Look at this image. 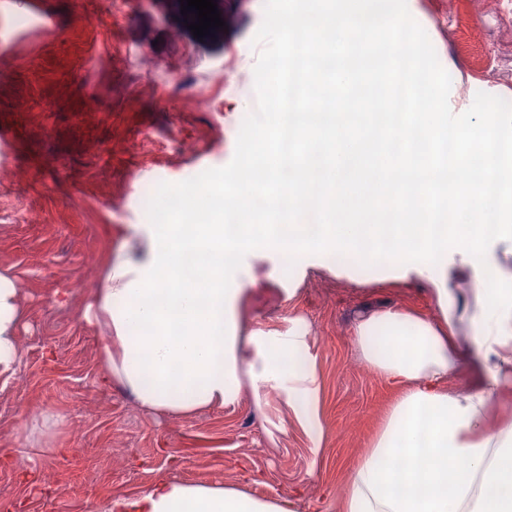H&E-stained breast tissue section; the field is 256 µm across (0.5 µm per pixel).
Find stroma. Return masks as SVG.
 <instances>
[{"label": "stroma", "instance_id": "1", "mask_svg": "<svg viewBox=\"0 0 512 512\" xmlns=\"http://www.w3.org/2000/svg\"><path fill=\"white\" fill-rule=\"evenodd\" d=\"M224 28L197 38L180 0H0V270L26 307L23 364L0 383V452L30 440V486L0 470V512H102L154 479L221 482L255 496L299 495L300 512H338L357 458L398 388L363 360L357 318L436 309L424 278L384 282L354 254H313L279 276L268 255L245 281L242 330L307 328L321 436L280 388L244 385L219 410L184 418L141 407L101 381L103 333L83 310L130 225L236 168L257 137L273 78L267 0H216ZM442 90L473 77L476 104L512 99V14L500 0H393ZM53 16L32 23L33 12ZM497 68L496 81L483 80ZM207 98L209 108L198 106ZM96 111H89V103ZM296 288L289 296L288 288ZM61 415L52 443L45 414Z\"/></svg>", "mask_w": 512, "mask_h": 512}]
</instances>
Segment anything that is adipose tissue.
I'll use <instances>...</instances> for the list:
<instances>
[{"label": "adipose tissue", "instance_id": "obj_1", "mask_svg": "<svg viewBox=\"0 0 512 512\" xmlns=\"http://www.w3.org/2000/svg\"><path fill=\"white\" fill-rule=\"evenodd\" d=\"M286 26L271 112L241 164L209 186L196 220L169 201L139 225L138 256L118 255L83 318L105 333L102 372L156 413L193 416L253 389L287 382L296 416L318 427L314 369L299 364L305 332L240 339L244 262L263 252L283 268L314 253L352 251L391 281L424 276L438 315L401 308L362 315V357L397 385L358 458L342 512H512V421L490 406L512 376V114L452 112L405 18L379 0H278ZM329 79L328 99L311 75ZM424 96L397 111L396 89ZM25 312L0 270V379L21 365ZM475 346L473 389L445 390L462 337ZM107 512H296L292 500L161 479Z\"/></svg>", "mask_w": 512, "mask_h": 512}]
</instances>
